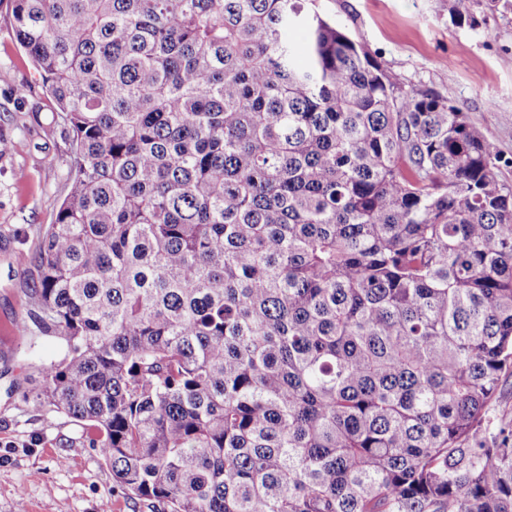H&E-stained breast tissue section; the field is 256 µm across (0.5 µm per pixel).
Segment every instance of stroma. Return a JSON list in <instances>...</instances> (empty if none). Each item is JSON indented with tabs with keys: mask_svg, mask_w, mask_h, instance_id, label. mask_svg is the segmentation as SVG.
I'll return each instance as SVG.
<instances>
[{
	"mask_svg": "<svg viewBox=\"0 0 512 512\" xmlns=\"http://www.w3.org/2000/svg\"><path fill=\"white\" fill-rule=\"evenodd\" d=\"M477 27L451 20L449 6ZM315 8L361 42L402 89L450 97L504 160L512 182V7L487 0H316ZM70 145L55 103L11 27L0 0V512H154L117 488L82 424L23 400L54 338L17 337L32 327L34 255L70 190Z\"/></svg>",
	"mask_w": 512,
	"mask_h": 512,
	"instance_id": "obj_1",
	"label": "stroma"
}]
</instances>
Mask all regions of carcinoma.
Instances as JSON below:
<instances>
[{
  "mask_svg": "<svg viewBox=\"0 0 512 512\" xmlns=\"http://www.w3.org/2000/svg\"><path fill=\"white\" fill-rule=\"evenodd\" d=\"M306 2L12 0L72 145L35 398L160 512H512L502 158ZM491 416L495 420H512V376L504 379L497 398L492 403Z\"/></svg>",
  "mask_w": 512,
  "mask_h": 512,
  "instance_id": "cac0c4a2",
  "label": "carcinoma"
}]
</instances>
